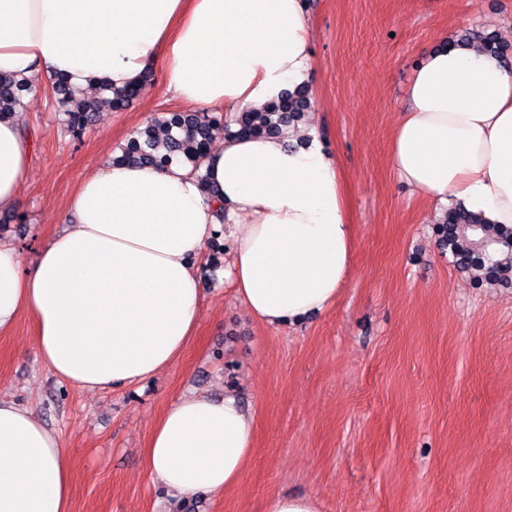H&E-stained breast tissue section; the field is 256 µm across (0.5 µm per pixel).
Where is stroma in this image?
Here are the masks:
<instances>
[{
  "label": "stroma",
  "instance_id": "stroma-1",
  "mask_svg": "<svg viewBox=\"0 0 512 512\" xmlns=\"http://www.w3.org/2000/svg\"><path fill=\"white\" fill-rule=\"evenodd\" d=\"M311 122L338 154L357 243L355 272L326 313L272 329L224 282L229 254L203 271L201 322L180 359L139 385L84 390L36 355L22 316L0 333V399L55 429L71 471L70 512H262L268 494L321 512H512V268L477 286L433 227L439 216L388 164L404 88L443 35L488 30L512 45V0H306ZM156 65L119 112L65 134L51 89L22 120L31 172L0 241L31 264L62 231L68 197L156 113L181 111ZM236 391L255 451L223 495L172 497L144 455L153 426L190 392Z\"/></svg>",
  "mask_w": 512,
  "mask_h": 512
}]
</instances>
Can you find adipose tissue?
<instances>
[{
  "label": "adipose tissue",
  "mask_w": 512,
  "mask_h": 512,
  "mask_svg": "<svg viewBox=\"0 0 512 512\" xmlns=\"http://www.w3.org/2000/svg\"><path fill=\"white\" fill-rule=\"evenodd\" d=\"M304 0H0V74L34 89L166 87L200 112L260 109L312 71ZM389 164L435 208L461 204L512 229V65L447 45L426 52L405 89ZM32 162L18 119L0 120V211ZM190 164L103 159L68 198L64 231L30 266L0 243V333L35 319L36 353L59 378L106 390L154 378L201 316L202 268L216 233L231 243L224 278L270 328L335 305L356 241L337 157L313 126L233 137ZM255 419L232 391L179 397L156 422L145 467L166 494L215 495L239 483ZM68 457L31 409L0 400V512H69Z\"/></svg>",
  "instance_id": "1"
}]
</instances>
